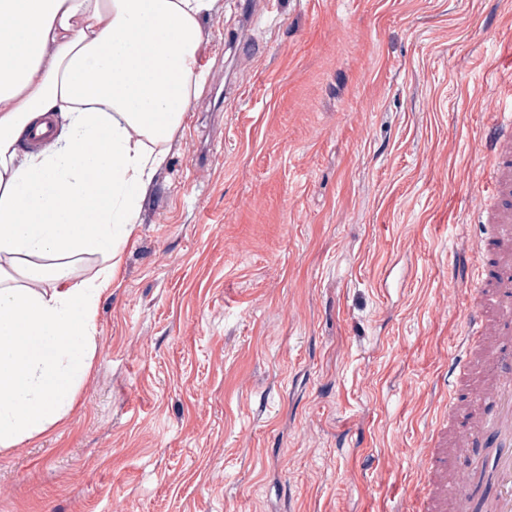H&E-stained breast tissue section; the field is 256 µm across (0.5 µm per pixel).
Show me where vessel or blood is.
<instances>
[{
	"label": "vessel or blood",
	"mask_w": 512,
	"mask_h": 512,
	"mask_svg": "<svg viewBox=\"0 0 512 512\" xmlns=\"http://www.w3.org/2000/svg\"><path fill=\"white\" fill-rule=\"evenodd\" d=\"M481 148L491 164L478 183L495 208L486 213L478 278L464 313L465 350L448 365L447 427H433L425 456L429 488L411 512H512V113L487 122ZM468 454L466 469L448 459Z\"/></svg>",
	"instance_id": "vessel-or-blood-1"
}]
</instances>
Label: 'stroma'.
<instances>
[{
    "instance_id": "obj_1",
    "label": "stroma",
    "mask_w": 512,
    "mask_h": 512,
    "mask_svg": "<svg viewBox=\"0 0 512 512\" xmlns=\"http://www.w3.org/2000/svg\"><path fill=\"white\" fill-rule=\"evenodd\" d=\"M217 0L71 416L0 512H407L475 276L512 0Z\"/></svg>"
}]
</instances>
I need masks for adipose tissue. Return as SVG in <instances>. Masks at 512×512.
<instances>
[{
	"instance_id": "obj_1",
	"label": "adipose tissue",
	"mask_w": 512,
	"mask_h": 512,
	"mask_svg": "<svg viewBox=\"0 0 512 512\" xmlns=\"http://www.w3.org/2000/svg\"><path fill=\"white\" fill-rule=\"evenodd\" d=\"M216 0H0V447L67 417ZM64 120L37 152L23 139ZM100 256L93 276L76 258Z\"/></svg>"
}]
</instances>
